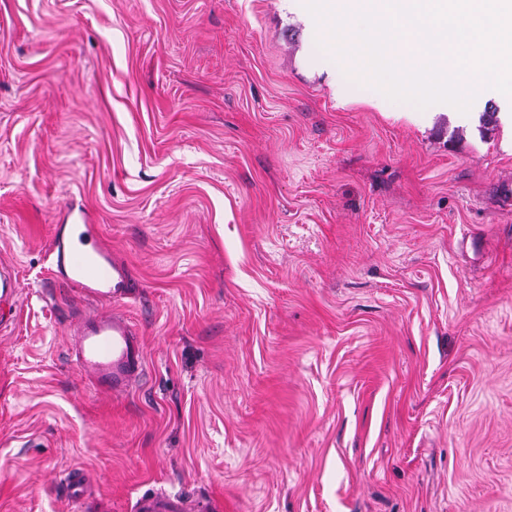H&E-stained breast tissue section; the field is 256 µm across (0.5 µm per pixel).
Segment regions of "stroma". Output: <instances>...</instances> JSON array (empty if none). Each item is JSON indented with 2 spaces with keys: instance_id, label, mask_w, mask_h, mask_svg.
Returning <instances> with one entry per match:
<instances>
[{
  "instance_id": "obj_1",
  "label": "stroma",
  "mask_w": 512,
  "mask_h": 512,
  "mask_svg": "<svg viewBox=\"0 0 512 512\" xmlns=\"http://www.w3.org/2000/svg\"><path fill=\"white\" fill-rule=\"evenodd\" d=\"M302 0H0V512H512V99L336 91ZM496 113V123L484 121ZM145 376L66 360L67 213ZM18 282L15 270L11 265L0 264V305L12 306V300L17 292ZM207 506L166 494L143 495L136 502V512H207Z\"/></svg>"
}]
</instances>
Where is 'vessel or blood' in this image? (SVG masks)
<instances>
[{"mask_svg":"<svg viewBox=\"0 0 512 512\" xmlns=\"http://www.w3.org/2000/svg\"><path fill=\"white\" fill-rule=\"evenodd\" d=\"M51 279L78 289L96 309L70 328L72 353L80 372L97 390L126 394L144 377L145 351L134 324L112 303L133 297L135 286L127 266L115 257L91 224L59 225L51 251ZM18 282L11 265L0 264V305L11 304ZM136 512H207L206 505L181 497H140Z\"/></svg>","mask_w":512,"mask_h":512,"instance_id":"b4317fda","label":"vessel or blood"}]
</instances>
